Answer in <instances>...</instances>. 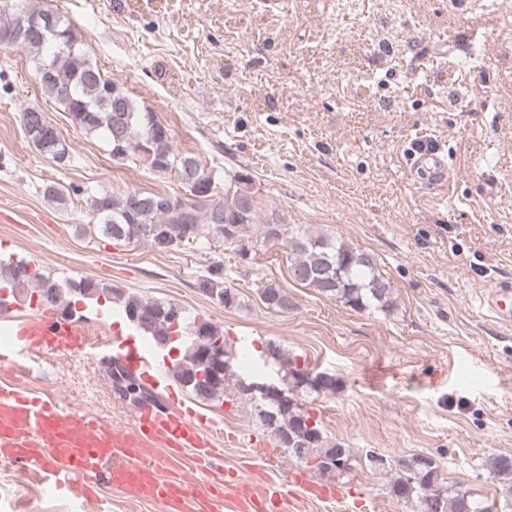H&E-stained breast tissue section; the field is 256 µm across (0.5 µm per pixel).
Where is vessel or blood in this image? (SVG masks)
<instances>
[{
	"label": "vessel or blood",
	"instance_id": "1",
	"mask_svg": "<svg viewBox=\"0 0 512 512\" xmlns=\"http://www.w3.org/2000/svg\"><path fill=\"white\" fill-rule=\"evenodd\" d=\"M409 176L418 185L447 188L451 182L448 159L440 150L414 155ZM482 305L501 325L512 327V291L494 288ZM80 357H119L131 371L153 384L162 366L148 359L124 337L101 332L99 324L82 317L58 315L49 307L37 315L19 318L15 338L0 344V367L11 375L28 373L27 360L43 353ZM224 431L211 418L166 393L164 408L139 406L130 428H115L87 413H78L53 397L29 394L0 382V459L20 465L40 486L80 503L84 512H101L103 487L120 491L132 501H153L162 512H206L210 499L232 496L240 512H283L290 494L309 499L339 501L340 490L319 484L302 469H291L283 481H269L253 490L246 474L222 465L220 444ZM191 457L210 479L198 483L179 474L162 476L154 456Z\"/></svg>",
	"mask_w": 512,
	"mask_h": 512
}]
</instances>
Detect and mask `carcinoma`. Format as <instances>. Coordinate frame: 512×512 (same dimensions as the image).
<instances>
[{
	"mask_svg": "<svg viewBox=\"0 0 512 512\" xmlns=\"http://www.w3.org/2000/svg\"><path fill=\"white\" fill-rule=\"evenodd\" d=\"M54 14L56 33L43 37L37 31L15 34L18 20L40 21ZM0 48L24 50L35 73L43 64L50 75L39 77L43 94L53 99L69 120L86 134L99 139L119 163H139L154 174L174 176V171H189L191 184H182L183 195H163L128 191L117 194L98 190L88 196L96 230L118 245L155 244L178 247L187 242L224 243L237 257L251 259L254 241L277 242L290 250V269L294 280L316 289L321 295L358 312L387 308L392 288L378 271L373 255L326 233H313L300 225L260 224L251 196L235 191L217 198L221 172L207 169L199 159L177 150L171 129L156 113L139 106L127 91L105 77L82 47V38L69 21L51 7L24 6L11 16H0ZM59 131L49 119L41 129L27 135L42 155L52 156L59 149L69 154L66 144L54 148ZM34 286L40 301L67 315L75 311L74 297L105 299L122 309L127 321L160 346L180 342L182 357L173 364V376L189 394L202 401L238 400L250 407L274 447L282 448L315 476L341 477L364 463L373 473L392 475L389 493L403 498L412 512H489L492 503L476 496L466 486L448 483L440 464L426 454L391 456L367 449L358 454L340 441L328 439L310 408L303 407L301 396L334 395L335 375L316 372L313 381H288L275 393L249 391L242 387L244 377L237 370L221 372L213 381L197 377L205 355L215 349L224 335L211 323L196 325L189 337H176L174 323L185 322L181 308L173 303L146 300L118 288L99 286L92 281L79 282L56 278L51 274L29 271V263L0 262V290L15 294ZM200 288L226 308L239 306V294L224 281L223 265L215 263ZM266 309L286 313L294 302L282 286L269 283L259 289ZM126 375L137 386L141 400L150 401L152 391L136 373L118 365L111 376ZM489 474L503 491L500 512H512V455L492 456Z\"/></svg>",
	"mask_w": 512,
	"mask_h": 512,
	"instance_id": "obj_1",
	"label": "carcinoma"
}]
</instances>
